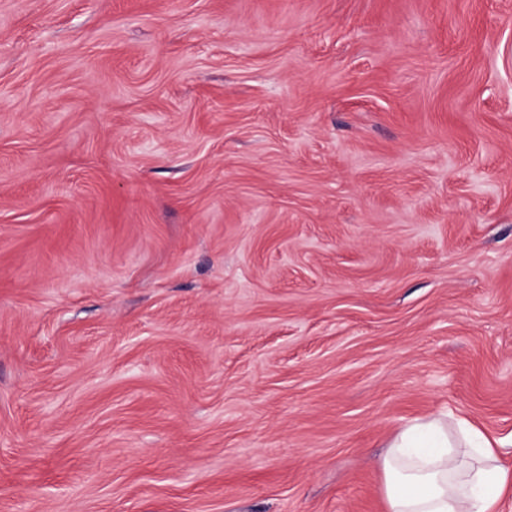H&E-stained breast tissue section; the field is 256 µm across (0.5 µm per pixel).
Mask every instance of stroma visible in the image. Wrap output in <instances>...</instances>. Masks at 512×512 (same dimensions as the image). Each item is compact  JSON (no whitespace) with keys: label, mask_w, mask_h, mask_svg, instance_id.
Instances as JSON below:
<instances>
[{"label":"stroma","mask_w":512,"mask_h":512,"mask_svg":"<svg viewBox=\"0 0 512 512\" xmlns=\"http://www.w3.org/2000/svg\"><path fill=\"white\" fill-rule=\"evenodd\" d=\"M512 433V0H0V512H387ZM464 419L416 418L396 433L380 461L388 512H501L512 497V468Z\"/></svg>","instance_id":"stroma-1"}]
</instances>
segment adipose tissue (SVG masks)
<instances>
[{
  "mask_svg": "<svg viewBox=\"0 0 512 512\" xmlns=\"http://www.w3.org/2000/svg\"><path fill=\"white\" fill-rule=\"evenodd\" d=\"M490 439L466 420H412L380 461L388 512H500L512 497V468Z\"/></svg>",
  "mask_w": 512,
  "mask_h": 512,
  "instance_id": "obj_1",
  "label": "adipose tissue"
}]
</instances>
